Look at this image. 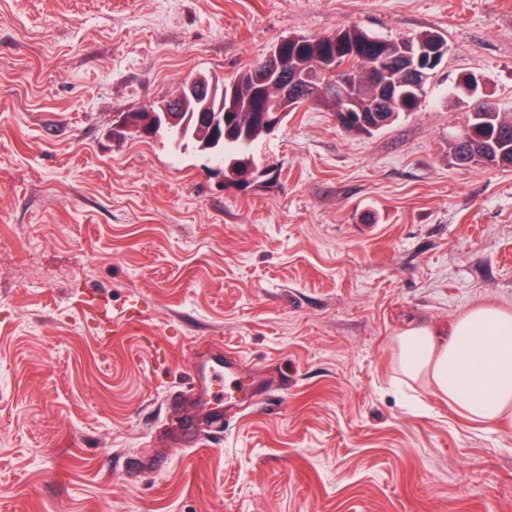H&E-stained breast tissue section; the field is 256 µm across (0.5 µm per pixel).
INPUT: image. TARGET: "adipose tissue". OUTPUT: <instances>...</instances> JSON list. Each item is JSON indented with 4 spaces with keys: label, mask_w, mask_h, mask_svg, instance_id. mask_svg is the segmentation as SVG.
Instances as JSON below:
<instances>
[{
    "label": "adipose tissue",
    "mask_w": 512,
    "mask_h": 512,
    "mask_svg": "<svg viewBox=\"0 0 512 512\" xmlns=\"http://www.w3.org/2000/svg\"><path fill=\"white\" fill-rule=\"evenodd\" d=\"M394 343L400 373L425 377L471 421L494 424L512 417V312L477 305L447 330L413 328Z\"/></svg>",
    "instance_id": "ef3b65f1"
}]
</instances>
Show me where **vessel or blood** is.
Listing matches in <instances>:
<instances>
[{"label": "vessel or blood", "instance_id": "1", "mask_svg": "<svg viewBox=\"0 0 512 512\" xmlns=\"http://www.w3.org/2000/svg\"><path fill=\"white\" fill-rule=\"evenodd\" d=\"M234 359L221 349H214L193 367L196 394L202 401L200 412L182 418L173 432L176 441L193 442L198 423L204 419L219 420L240 408L244 403L266 400L268 388L263 379L239 382Z\"/></svg>", "mask_w": 512, "mask_h": 512}]
</instances>
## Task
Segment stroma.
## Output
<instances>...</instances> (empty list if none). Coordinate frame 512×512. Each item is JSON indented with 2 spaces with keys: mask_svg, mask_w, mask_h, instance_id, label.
Here are the masks:
<instances>
[{
  "mask_svg": "<svg viewBox=\"0 0 512 512\" xmlns=\"http://www.w3.org/2000/svg\"><path fill=\"white\" fill-rule=\"evenodd\" d=\"M352 26L448 53L373 134L289 114L262 187L112 138L185 78ZM481 99L512 113V0H0V512H512V420L469 421L393 342L512 312V167L448 154ZM215 347L288 387L183 448Z\"/></svg>",
  "mask_w": 512,
  "mask_h": 512,
  "instance_id": "1",
  "label": "stroma"
}]
</instances>
